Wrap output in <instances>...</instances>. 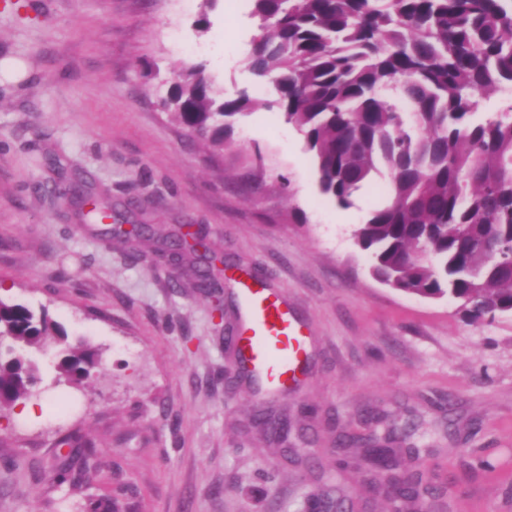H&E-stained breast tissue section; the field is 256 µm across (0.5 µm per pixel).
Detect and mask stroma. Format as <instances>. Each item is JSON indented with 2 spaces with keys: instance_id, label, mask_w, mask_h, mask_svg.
<instances>
[{
  "instance_id": "stroma-1",
  "label": "stroma",
  "mask_w": 512,
  "mask_h": 512,
  "mask_svg": "<svg viewBox=\"0 0 512 512\" xmlns=\"http://www.w3.org/2000/svg\"><path fill=\"white\" fill-rule=\"evenodd\" d=\"M252 0H11L0 7V298L48 311L64 343L28 350L32 416L0 419V512H392L357 437L411 428L438 491L413 512H512V315L469 323L457 301L391 288L352 238L389 193L374 176L349 207L324 196L312 156L277 109L237 116L213 154L163 108L201 63L226 100L263 82L247 59ZM207 15L209 27L195 22ZM83 183L122 214L84 224ZM201 231L309 328L311 365L273 396L240 374V300L193 288L186 265L126 234ZM96 351L84 387L58 379L69 348ZM288 421L283 446L256 417ZM98 473L58 480L81 441ZM491 466L480 468L476 449Z\"/></svg>"
}]
</instances>
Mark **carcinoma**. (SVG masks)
<instances>
[{
	"label": "carcinoma",
	"instance_id": "cac0c4a2",
	"mask_svg": "<svg viewBox=\"0 0 512 512\" xmlns=\"http://www.w3.org/2000/svg\"><path fill=\"white\" fill-rule=\"evenodd\" d=\"M260 34L248 59L276 98L218 101L205 66L181 73L165 106L190 133L224 146L243 111L275 107L303 135L320 191L342 208L373 176L390 193L356 230L372 275L407 294L448 296L473 324L512 313V103L477 97L512 88V0H253ZM82 216L112 218L77 185ZM64 333L46 311L0 299V338L30 348ZM95 353L73 348L59 377L89 379ZM32 366L0 357V413L36 396ZM394 475L387 499L415 503L399 478L415 448L366 449ZM97 466L65 464L80 485Z\"/></svg>",
	"mask_w": 512,
	"mask_h": 512
}]
</instances>
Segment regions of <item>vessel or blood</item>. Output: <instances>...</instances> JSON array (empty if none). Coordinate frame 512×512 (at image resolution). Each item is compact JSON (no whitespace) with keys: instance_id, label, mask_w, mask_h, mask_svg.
I'll use <instances>...</instances> for the list:
<instances>
[{"instance_id":"vessel-or-blood-1","label":"vessel or blood","mask_w":512,"mask_h":512,"mask_svg":"<svg viewBox=\"0 0 512 512\" xmlns=\"http://www.w3.org/2000/svg\"><path fill=\"white\" fill-rule=\"evenodd\" d=\"M244 319L232 336L248 369L273 390L287 387L305 362L309 337L279 296L251 281L240 284Z\"/></svg>"}]
</instances>
